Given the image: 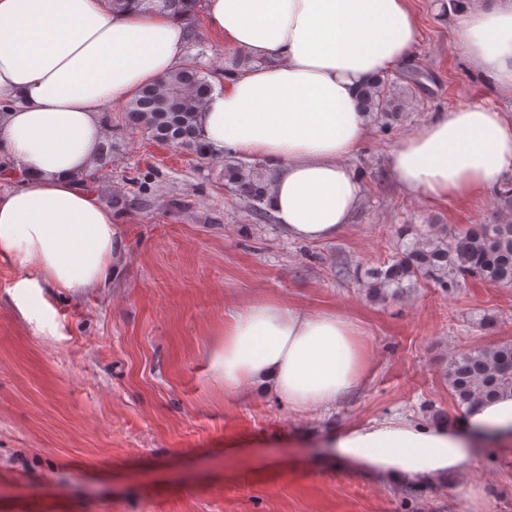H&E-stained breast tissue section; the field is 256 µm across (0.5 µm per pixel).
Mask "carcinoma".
<instances>
[{"label": "carcinoma", "instance_id": "obj_1", "mask_svg": "<svg viewBox=\"0 0 512 512\" xmlns=\"http://www.w3.org/2000/svg\"><path fill=\"white\" fill-rule=\"evenodd\" d=\"M212 89L208 74L194 61H186L158 84L139 89L127 102L122 121L109 127L140 130L153 140L195 151L203 155L197 130V114ZM362 111L378 112L385 122L381 132L392 128L396 117L391 89L378 77L368 82L359 98ZM224 178L233 183L247 200L257 218L266 216L263 203L267 184L245 162L229 166ZM498 209L512 212V181L495 190ZM377 285H401L405 278L421 279L444 293L452 294L468 279L492 286H512V222L472 224L465 230L428 243H417L411 250L372 272ZM448 391L455 405L471 409L476 403L512 390V343L459 352L448 363L445 374Z\"/></svg>", "mask_w": 512, "mask_h": 512}]
</instances>
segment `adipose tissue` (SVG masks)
<instances>
[{"label": "adipose tissue", "mask_w": 512, "mask_h": 512, "mask_svg": "<svg viewBox=\"0 0 512 512\" xmlns=\"http://www.w3.org/2000/svg\"><path fill=\"white\" fill-rule=\"evenodd\" d=\"M472 68L512 98V0H447ZM221 44L254 59L198 115L209 158L225 149L270 172L264 206L288 239L325 242L351 224L362 185L350 161L369 119L363 87L407 65L419 42L411 0H205ZM186 28L154 0H0V158L18 187L0 191V260L18 296L105 288L126 251L112 210L86 188L104 135L100 114L180 64ZM399 190L433 204L512 177V117L481 105L435 113L386 160ZM356 323L272 298L236 309L213 335L209 367L225 395L261 392L294 411L327 410L366 375ZM512 441V391L451 427L369 420L326 435L328 460L425 484L462 470L473 447Z\"/></svg>", "instance_id": "adipose-tissue-1"}]
</instances>
